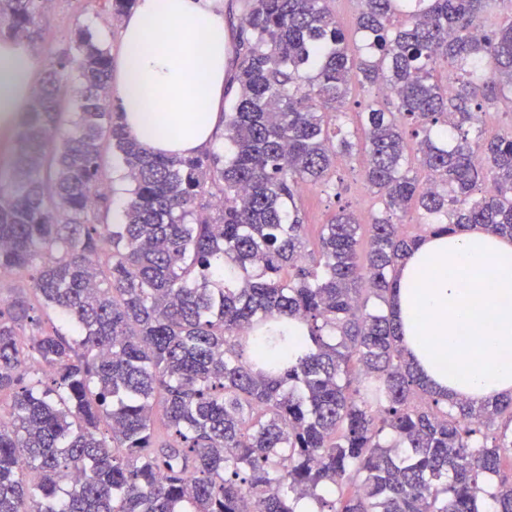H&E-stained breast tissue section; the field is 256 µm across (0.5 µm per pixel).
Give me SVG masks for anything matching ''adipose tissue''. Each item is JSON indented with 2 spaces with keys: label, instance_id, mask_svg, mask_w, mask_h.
I'll list each match as a JSON object with an SVG mask.
<instances>
[{
  "label": "adipose tissue",
  "instance_id": "obj_1",
  "mask_svg": "<svg viewBox=\"0 0 512 512\" xmlns=\"http://www.w3.org/2000/svg\"><path fill=\"white\" fill-rule=\"evenodd\" d=\"M120 43L110 99L130 136L154 154L210 150L230 92L224 0H137ZM42 64L31 42L0 39V142L30 109ZM396 279L402 346L424 380L454 401L512 395V241L432 234Z\"/></svg>",
  "mask_w": 512,
  "mask_h": 512
}]
</instances>
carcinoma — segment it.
Instances as JSON below:
<instances>
[{
  "instance_id": "cac0c4a2",
  "label": "carcinoma",
  "mask_w": 512,
  "mask_h": 512,
  "mask_svg": "<svg viewBox=\"0 0 512 512\" xmlns=\"http://www.w3.org/2000/svg\"><path fill=\"white\" fill-rule=\"evenodd\" d=\"M49 2L0 0V38L33 39ZM333 2L247 0L222 156L146 153L107 107L112 55L89 32L50 68L0 186V288L29 282L0 299V512H512V433L484 441L512 397L430 389L391 309L424 235L512 239V131L482 129L512 105V16L361 0L351 38ZM353 83L392 88L356 101L354 130ZM108 143L122 224L101 221ZM360 144L368 249L341 206L311 252L301 186L341 197L336 160ZM47 308L76 335L42 325ZM290 319L307 327L293 360Z\"/></svg>"
}]
</instances>
